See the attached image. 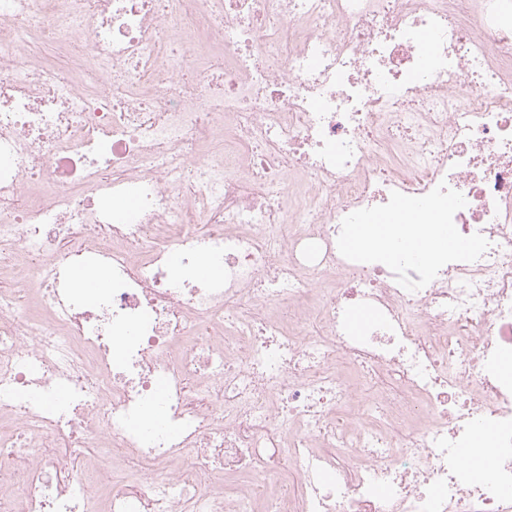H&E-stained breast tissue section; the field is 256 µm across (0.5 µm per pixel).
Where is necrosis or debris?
<instances>
[{
	"mask_svg": "<svg viewBox=\"0 0 512 512\" xmlns=\"http://www.w3.org/2000/svg\"><path fill=\"white\" fill-rule=\"evenodd\" d=\"M5 266L0 512H512V0H0ZM379 217H366L361 224L351 229L350 245L353 247H368L384 250L388 258L395 256V244L401 239L407 250L413 248L419 254H425L428 260H434L442 252H447L448 242L446 234L454 237L445 224H392V217L382 224ZM455 238V237H454ZM451 252V251H448Z\"/></svg>",
	"mask_w": 512,
	"mask_h": 512,
	"instance_id": "4bbe7bcc",
	"label": "necrosis or debris"
}]
</instances>
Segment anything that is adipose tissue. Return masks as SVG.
<instances>
[{
    "instance_id": "1",
    "label": "adipose tissue",
    "mask_w": 512,
    "mask_h": 512,
    "mask_svg": "<svg viewBox=\"0 0 512 512\" xmlns=\"http://www.w3.org/2000/svg\"><path fill=\"white\" fill-rule=\"evenodd\" d=\"M449 229L444 224H357L351 229L350 244L394 252L396 243L413 248L417 253L435 259L447 251Z\"/></svg>"
}]
</instances>
